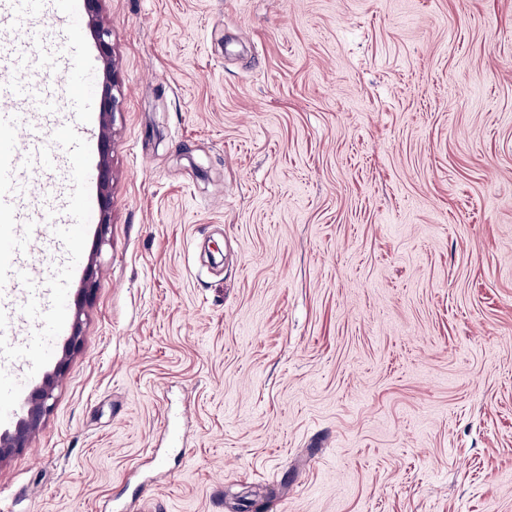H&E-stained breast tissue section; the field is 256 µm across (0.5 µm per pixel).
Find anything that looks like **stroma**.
Listing matches in <instances>:
<instances>
[{"instance_id":"obj_1","label":"stroma","mask_w":512,"mask_h":512,"mask_svg":"<svg viewBox=\"0 0 512 512\" xmlns=\"http://www.w3.org/2000/svg\"><path fill=\"white\" fill-rule=\"evenodd\" d=\"M112 222L0 296L51 412L0 512H512V0H107ZM84 13L26 77L97 127ZM35 356L28 293L89 254ZM96 282V254L92 253L89 254L88 256L86 265V275L84 278L81 292L82 299L75 306L72 321V334L68 339L64 355L68 356L70 350L75 349L79 344L80 336L82 333V316L84 315V307L88 299H90L93 290L95 289Z\"/></svg>"}]
</instances>
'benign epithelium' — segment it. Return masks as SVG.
I'll use <instances>...</instances> for the list:
<instances>
[{"mask_svg":"<svg viewBox=\"0 0 512 512\" xmlns=\"http://www.w3.org/2000/svg\"><path fill=\"white\" fill-rule=\"evenodd\" d=\"M106 0H83L86 28L94 38L102 65L103 84L98 120V164H97V205L99 210L100 233H105L111 223L113 197L112 141L115 136V116L121 110L119 63L112 47V30L104 22ZM96 255L89 254L86 275L82 285V299L75 306L72 334L58 363L55 375L48 376L26 405V413L13 433L0 434V465L13 454L24 448L32 435L39 429L49 412L50 401L54 399L57 386L56 376L67 364L70 350L79 344L82 333L84 307L96 286Z\"/></svg>","mask_w":512,"mask_h":512,"instance_id":"obj_1","label":"benign epithelium"}]
</instances>
